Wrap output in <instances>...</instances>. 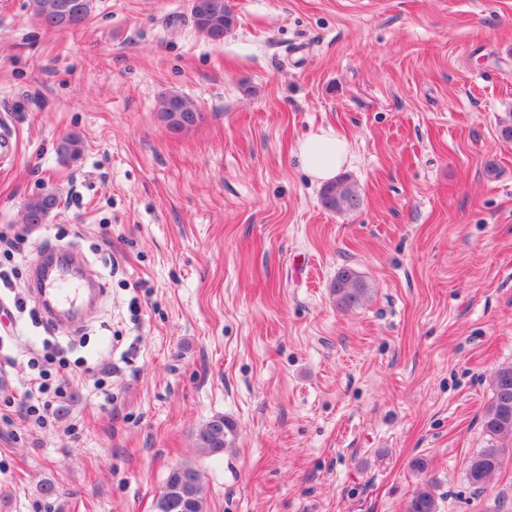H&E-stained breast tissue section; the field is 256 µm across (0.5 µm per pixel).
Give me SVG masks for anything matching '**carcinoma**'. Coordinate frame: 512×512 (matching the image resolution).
Instances as JSON below:
<instances>
[{
  "instance_id": "1",
  "label": "carcinoma",
  "mask_w": 512,
  "mask_h": 512,
  "mask_svg": "<svg viewBox=\"0 0 512 512\" xmlns=\"http://www.w3.org/2000/svg\"><path fill=\"white\" fill-rule=\"evenodd\" d=\"M33 17L48 30H73L88 22L93 11V0H30ZM191 15L196 30L208 40L219 43L237 23V18L225 0H192ZM158 117L175 132L188 131L202 118L199 107L190 99L171 93L160 101ZM83 151V144L74 135L65 138L59 152L74 159ZM57 197L50 193L28 203L25 221L41 224L57 206ZM321 206L330 212H350L362 204L361 190L347 176L324 185L320 192ZM370 288L350 267L338 270L333 284L336 307L349 312L361 307ZM492 399L485 410L483 427L489 436L488 447L470 458L466 480L477 491H482L488 479L502 468L505 457L512 456V364L499 366L492 374ZM234 423L217 416L203 425L196 444L201 452L213 455L224 451L229 437L234 435ZM205 487L199 470L188 463L169 469L161 493L156 501V512H204ZM404 512H439L435 487L431 482L418 485L404 504Z\"/></svg>"
}]
</instances>
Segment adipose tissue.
Returning a JSON list of instances; mask_svg holds the SVG:
<instances>
[{
	"mask_svg": "<svg viewBox=\"0 0 512 512\" xmlns=\"http://www.w3.org/2000/svg\"><path fill=\"white\" fill-rule=\"evenodd\" d=\"M348 153L347 138L331 127L309 133L297 149L302 168L321 183L336 178L347 162Z\"/></svg>",
	"mask_w": 512,
	"mask_h": 512,
	"instance_id": "1",
	"label": "adipose tissue"
}]
</instances>
